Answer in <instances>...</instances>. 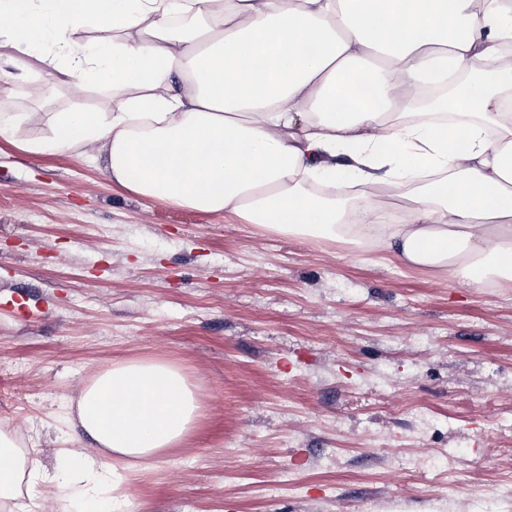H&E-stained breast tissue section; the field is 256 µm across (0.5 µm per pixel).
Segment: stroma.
<instances>
[{
  "instance_id": "35a3bbf8",
  "label": "stroma",
  "mask_w": 512,
  "mask_h": 512,
  "mask_svg": "<svg viewBox=\"0 0 512 512\" xmlns=\"http://www.w3.org/2000/svg\"><path fill=\"white\" fill-rule=\"evenodd\" d=\"M62 62L0 50V434L53 472L80 390L179 365L201 405L130 512H512V288L146 198L102 156H32L53 112H119ZM20 486L0 512H62Z\"/></svg>"
}]
</instances>
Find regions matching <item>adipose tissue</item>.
<instances>
[{
	"label": "adipose tissue",
	"mask_w": 512,
	"mask_h": 512,
	"mask_svg": "<svg viewBox=\"0 0 512 512\" xmlns=\"http://www.w3.org/2000/svg\"><path fill=\"white\" fill-rule=\"evenodd\" d=\"M512 10L502 0H0L6 45L62 56L120 112H54L32 154L105 152L112 180L150 198L288 236L344 240L481 290L512 287ZM94 33L90 49L75 34ZM476 70L436 111L424 79ZM181 78L183 88L171 83ZM199 417L175 363L119 362L83 388L77 429L33 483L66 512H126L133 461L180 444Z\"/></svg>",
	"instance_id": "obj_1"
}]
</instances>
